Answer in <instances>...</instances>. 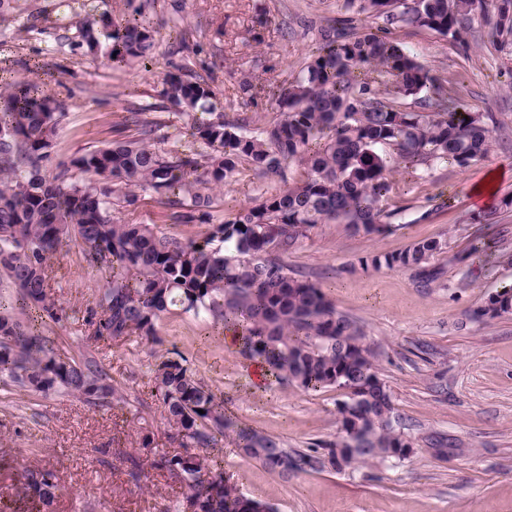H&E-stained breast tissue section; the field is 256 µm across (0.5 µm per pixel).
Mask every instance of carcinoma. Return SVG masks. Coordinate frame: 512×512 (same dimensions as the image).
Returning <instances> with one entry per match:
<instances>
[{"label":"carcinoma","instance_id":"cac0c4a2","mask_svg":"<svg viewBox=\"0 0 512 512\" xmlns=\"http://www.w3.org/2000/svg\"><path fill=\"white\" fill-rule=\"evenodd\" d=\"M477 1L485 4L421 0L422 7L400 11L401 0H366L363 9L461 43ZM80 29L89 51L105 40L116 63L151 59L153 31L135 19L115 22L102 15L82 21ZM505 33L512 34V0H495L489 36ZM364 72L377 78H363ZM437 82L383 30L364 31L345 20L321 28L316 53L279 90L273 122L251 131L246 119L217 111L208 81L172 73L163 96L185 118V143L154 147L160 125L145 112H130L124 126L135 136L86 151L50 179L40 162L65 113L48 110L51 95L32 80L1 88L0 278L20 296L15 306L0 302V382L41 396H78L98 407L123 400L101 367L61 355L50 337L34 329L36 321L69 319L50 284L51 260L76 247L89 266L108 273L83 316L91 339L135 336L155 346L163 343L159 326L171 311L209 316L240 334L242 352L263 364L275 383L346 391L338 403L336 439L289 449L227 415L224 396L202 384L185 358L161 357L151 368V395L164 407L176 450L155 455L151 467L183 488L167 512H274L224 478L216 457L194 453L222 448L227 438L283 480L328 469L327 457L337 448L352 447L346 469L353 471L375 460H398L389 449L401 434L400 417L376 351L319 286L295 276L285 256L320 224H342L367 236L402 228L382 204L392 164L416 168L451 160L466 167L488 153L494 117L448 99ZM424 91L431 92L424 111L396 105ZM242 164L280 187L225 219L217 214L218 192ZM291 165L299 175L290 182ZM141 192L164 199L177 224L208 225L205 236L171 237L112 215L115 205L135 206ZM489 249L474 237L453 261ZM442 250L439 240L428 239L399 253L362 257L359 266L398 268L430 288L445 274L429 263ZM495 303L497 317L512 316V285L497 292ZM66 492L52 470L29 467L23 473L20 494L40 512Z\"/></svg>","mask_w":512,"mask_h":512}]
</instances>
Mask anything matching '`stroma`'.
<instances>
[{"instance_id":"35a3bbf8","label":"stroma","mask_w":512,"mask_h":512,"mask_svg":"<svg viewBox=\"0 0 512 512\" xmlns=\"http://www.w3.org/2000/svg\"><path fill=\"white\" fill-rule=\"evenodd\" d=\"M103 13L151 27L152 64L116 67L106 50L92 54L80 47V21ZM493 13L489 2L472 15L458 44L346 0H0V85L34 79L65 114L41 164L50 175L116 139L132 110L147 109L161 125L165 146H172L183 120L163 89L177 42L188 44L183 64L209 81L224 113L241 114L257 128L276 118L273 95L300 73L320 29L349 17L386 29L440 79L449 98L494 116L488 154L468 167L441 160L415 170L394 168L385 205L400 230L353 236L342 226L323 224L289 252V267L363 329L413 452L400 462L301 472L284 481L239 451L224 449L225 476L276 512H512V317H474L491 294L512 283V264L495 252L457 265L449 261L475 234L506 239L512 250V210L498 207L500 198L512 194V38L488 41ZM246 74L262 85L252 99L238 88ZM497 169L502 176L493 198L475 201L472 187ZM272 186V180L242 170L223 188L225 217ZM439 194L451 198V207L434 209ZM487 207L495 209V223H472V215ZM426 209L431 217L416 221ZM119 216L179 238L207 231L203 224L173 223L170 208L149 192L141 193L135 210ZM426 239L445 245L430 259L446 268L443 285L423 288L405 271L357 266L359 258L398 253ZM104 281L78 249L62 251L54 261L53 286L67 309H85ZM42 333L62 355L101 366L126 401L101 408L72 396L44 398L0 386V503L14 498L26 467L41 466L55 471L69 490L50 512H165L180 495L179 486L150 468L140 483H131L120 454L143 455L146 439L155 448L170 445L166 414L150 393V368L169 352L186 358L205 385L223 393L228 414L287 447L304 448L339 431L343 391H250L245 356L225 347L223 324L210 318L166 315L163 343L156 347L133 336L87 342V328L77 319L49 324Z\"/></svg>"}]
</instances>
